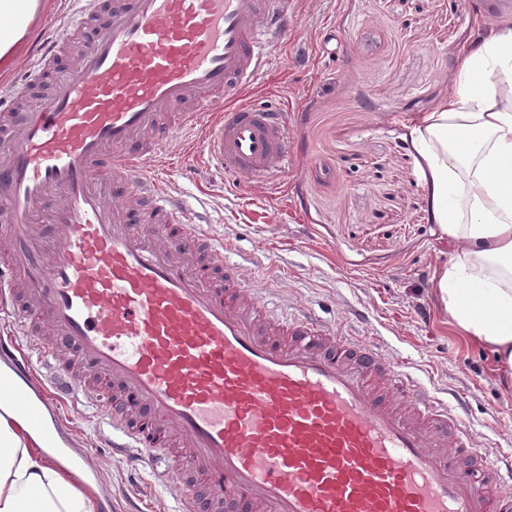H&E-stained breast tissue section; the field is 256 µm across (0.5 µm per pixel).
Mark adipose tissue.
I'll return each instance as SVG.
<instances>
[{
    "label": "adipose tissue",
    "mask_w": 512,
    "mask_h": 512,
    "mask_svg": "<svg viewBox=\"0 0 512 512\" xmlns=\"http://www.w3.org/2000/svg\"><path fill=\"white\" fill-rule=\"evenodd\" d=\"M53 0H0V74L17 59L36 17ZM411 145L429 174L437 238L449 259L434 287L449 321L512 371V28L460 57L454 87L418 115ZM36 432L0 404V512H97L41 454Z\"/></svg>",
    "instance_id": "ef3b65f1"
}]
</instances>
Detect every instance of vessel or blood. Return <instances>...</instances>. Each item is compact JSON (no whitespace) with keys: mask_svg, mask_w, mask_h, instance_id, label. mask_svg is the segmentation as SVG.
Here are the masks:
<instances>
[{"mask_svg":"<svg viewBox=\"0 0 512 512\" xmlns=\"http://www.w3.org/2000/svg\"><path fill=\"white\" fill-rule=\"evenodd\" d=\"M290 2L79 0L44 30L12 102L90 38L37 108L0 113V308L29 338L0 350L43 403L91 404L108 382L148 408L145 429L103 414L113 457L165 482L175 438L217 512H512L511 450L488 458L462 405L355 330L261 306L248 261L225 264L152 165L180 138L240 176L279 167L282 112L240 95Z\"/></svg>","mask_w":512,"mask_h":512,"instance_id":"vessel-or-blood-1","label":"vessel or blood"}]
</instances>
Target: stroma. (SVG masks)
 Returning <instances> with one entry per match:
<instances>
[{"label": "stroma", "mask_w": 512, "mask_h": 512, "mask_svg": "<svg viewBox=\"0 0 512 512\" xmlns=\"http://www.w3.org/2000/svg\"><path fill=\"white\" fill-rule=\"evenodd\" d=\"M488 0H292L288 39L249 96L287 111L288 158L273 184L189 162L179 146L156 160L163 181L233 253L257 255L261 287L280 289L328 320L368 311L365 337L383 341L428 386L467 397L487 453L512 442V383L494 356L449 324L433 288L448 260L430 221L426 172L410 122L447 98L459 56L512 22ZM103 472L101 512H167L171 488L132 478L93 409L50 410Z\"/></svg>", "instance_id": "obj_1"}]
</instances>
